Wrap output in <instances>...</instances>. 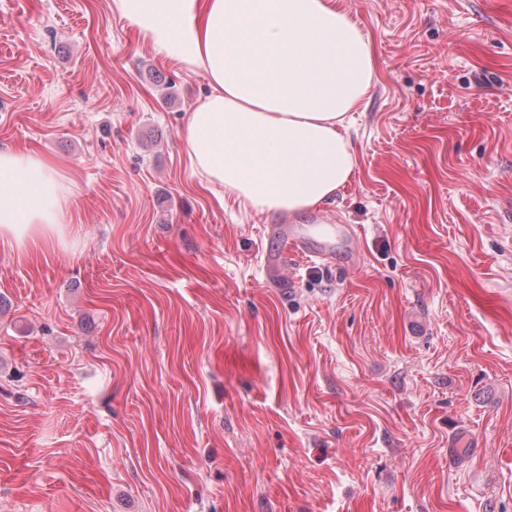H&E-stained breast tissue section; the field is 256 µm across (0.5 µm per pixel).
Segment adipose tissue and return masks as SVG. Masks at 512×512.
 <instances>
[{
  "label": "adipose tissue",
  "mask_w": 512,
  "mask_h": 512,
  "mask_svg": "<svg viewBox=\"0 0 512 512\" xmlns=\"http://www.w3.org/2000/svg\"><path fill=\"white\" fill-rule=\"evenodd\" d=\"M156 56L208 80L179 130L192 168L241 207L330 202L357 157L348 114L372 87L369 38L336 0H112ZM55 162L0 150V238L51 242L64 223Z\"/></svg>",
  "instance_id": "1"
}]
</instances>
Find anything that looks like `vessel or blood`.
<instances>
[{
    "mask_svg": "<svg viewBox=\"0 0 512 512\" xmlns=\"http://www.w3.org/2000/svg\"><path fill=\"white\" fill-rule=\"evenodd\" d=\"M271 232L278 241L276 259L270 265L275 273L297 256L330 266L338 256H353L359 250L357 234L348 224H278Z\"/></svg>",
    "mask_w": 512,
    "mask_h": 512,
    "instance_id": "b4317fda",
    "label": "vessel or blood"
}]
</instances>
